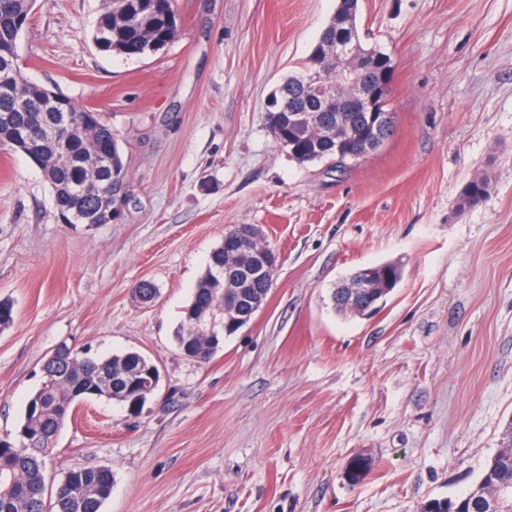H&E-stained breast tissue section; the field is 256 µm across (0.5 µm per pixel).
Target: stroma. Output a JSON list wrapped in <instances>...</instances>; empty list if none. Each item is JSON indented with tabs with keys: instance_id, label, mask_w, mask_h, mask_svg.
<instances>
[{
	"instance_id": "35a3bbf8",
	"label": "stroma",
	"mask_w": 512,
	"mask_h": 512,
	"mask_svg": "<svg viewBox=\"0 0 512 512\" xmlns=\"http://www.w3.org/2000/svg\"><path fill=\"white\" fill-rule=\"evenodd\" d=\"M108 5L35 0L19 45L28 78L119 134L128 186L114 222L64 224L40 170L0 146V435L58 346L136 350L157 390L135 417L76 404L48 490L105 466L102 512H418L467 493L512 440V0H359L394 63L396 132L340 171L298 163L264 120L337 0H176L182 36L139 58L94 43ZM479 175L489 198L462 205ZM237 224L277 253L274 285L201 364L174 331ZM383 262L402 278L380 311L336 312L333 288Z\"/></svg>"
}]
</instances>
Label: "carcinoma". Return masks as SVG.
<instances>
[{"label":"carcinoma","instance_id":"cac0c4a2","mask_svg":"<svg viewBox=\"0 0 512 512\" xmlns=\"http://www.w3.org/2000/svg\"><path fill=\"white\" fill-rule=\"evenodd\" d=\"M27 0H0V44L7 42L14 21L25 17ZM106 17L112 19L107 26L100 21L93 39L112 46V52L129 57L154 54L164 49L167 42L182 36L181 21L174 7V0H110ZM342 24H330L320 34L312 52L325 51L336 42ZM306 61L300 71L289 75L271 96L286 100L305 109L309 100L303 88L304 78L310 70ZM28 109L43 110L49 117L55 116L53 107L42 103L36 95L26 94V83L17 84L15 94H0V141L10 135ZM314 139L300 144L303 149L322 148L325 155L336 154V145H327L326 129L336 125V113L316 112ZM88 129L74 134L69 151L62 152L55 143L46 140L38 145L42 157L43 173L52 188L54 202L72 198L79 187L86 188L83 204L90 206L108 187L97 184L92 171L98 167L110 171L113 163L112 145L117 135L102 120L100 114L92 116ZM232 248L229 241H222L210 254L208 267L200 277L192 301L183 309L175 332V341L181 353L203 364L208 363L224 338L235 334L243 324L230 322L221 327L217 337L210 340L198 336L193 330L196 318L203 320L214 308L224 303V263L229 261ZM273 282L258 279L240 289L244 300L266 299ZM55 353L62 360L57 366L58 376L50 389L52 403L49 409L37 415L30 411L38 395L27 402L19 431H44V436L33 447L24 451L0 446V512H45V458L60 431L58 423L65 422L72 405L86 399L105 398L126 405L146 372L154 363L137 351H127L109 356H91L89 353L61 345ZM106 377L120 378L123 388L130 392L107 393L100 381ZM114 477L107 467H76L66 473L57 485L54 496V512H102L104 503L112 494ZM462 512H512V456L494 455L487 463L482 477L465 495Z\"/></svg>","mask_w":512,"mask_h":512}]
</instances>
